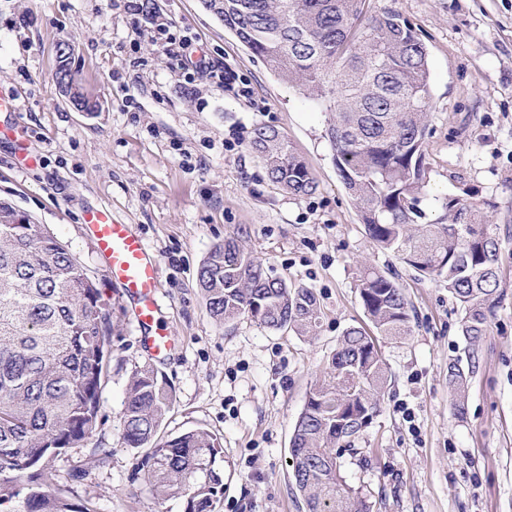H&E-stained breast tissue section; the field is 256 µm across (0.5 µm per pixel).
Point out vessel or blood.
I'll use <instances>...</instances> for the list:
<instances>
[{"label": "vessel or blood", "mask_w": 512, "mask_h": 512, "mask_svg": "<svg viewBox=\"0 0 512 512\" xmlns=\"http://www.w3.org/2000/svg\"><path fill=\"white\" fill-rule=\"evenodd\" d=\"M99 252L108 261V273L129 299L136 321L146 329V351L162 359L174 348V340L158 323L156 294L160 286V262L145 247L130 225L119 223L111 211L97 210L84 217Z\"/></svg>", "instance_id": "b4317fda"}]
</instances>
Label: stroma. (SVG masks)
<instances>
[{
    "mask_svg": "<svg viewBox=\"0 0 512 512\" xmlns=\"http://www.w3.org/2000/svg\"><path fill=\"white\" fill-rule=\"evenodd\" d=\"M153 3L150 16L132 14L127 0H0V96L17 104L0 112V200L46 225L112 302L93 437L112 455L102 465L90 447L68 449L60 484L98 512H184L180 499L157 506L133 477L145 449L122 442L127 386L153 363L173 389L159 438L202 427L224 449L220 512H306L288 463L291 437L344 332L370 326L358 284L371 265L404 288L411 333L377 339L391 380L379 413L340 458L342 474L372 512H512V0H367L371 12L407 18L429 52L428 220L444 199H463L492 216L501 239V296L460 412L448 366L468 357L461 315L447 288L369 237L336 170L330 112L279 81L200 0ZM160 23L189 37L193 58L211 69L187 75L163 53ZM63 63L95 111L70 104L56 80ZM228 64L250 82L251 99L225 93ZM260 126L288 139L314 194L296 198L268 180L249 147ZM18 127L24 139L14 137ZM232 132L242 142L228 151ZM101 207L133 225L160 260L159 316L175 340L163 360H151L96 252L84 216ZM229 237L289 287L313 290L317 335L211 317L197 274ZM402 403L410 416L398 412ZM77 466L83 479L71 477Z\"/></svg>",
    "mask_w": 512,
    "mask_h": 512,
    "instance_id": "stroma-1",
    "label": "stroma"
}]
</instances>
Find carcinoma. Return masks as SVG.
Returning <instances> with one entry per match:
<instances>
[{
	"label": "carcinoma",
	"mask_w": 512,
	"mask_h": 512,
	"mask_svg": "<svg viewBox=\"0 0 512 512\" xmlns=\"http://www.w3.org/2000/svg\"><path fill=\"white\" fill-rule=\"evenodd\" d=\"M280 81L333 112L327 135L341 181L376 245L424 278L448 288L474 345L487 334L500 299V242L480 207L442 204L424 221L428 49L395 11L372 15L366 0H201ZM250 147L271 183L294 197L314 194L301 157L272 127ZM213 318L247 316L272 330L313 336L321 309L309 288L272 276L240 241L215 246L198 271ZM359 294L378 335H409V306L394 276L364 270ZM112 353V311L96 280L44 225L0 201V512H97L56 482L55 462L84 447L98 427ZM472 371L448 366L455 409L463 410ZM386 363L365 329L346 331L309 389L291 438L292 479L308 512H370L337 458L371 423L387 387ZM173 390L152 365L135 371L123 407V443L147 448L149 491L158 503L185 501L184 512H216L223 453L197 428L156 442Z\"/></svg>",
	"instance_id": "cac0c4a2"
}]
</instances>
